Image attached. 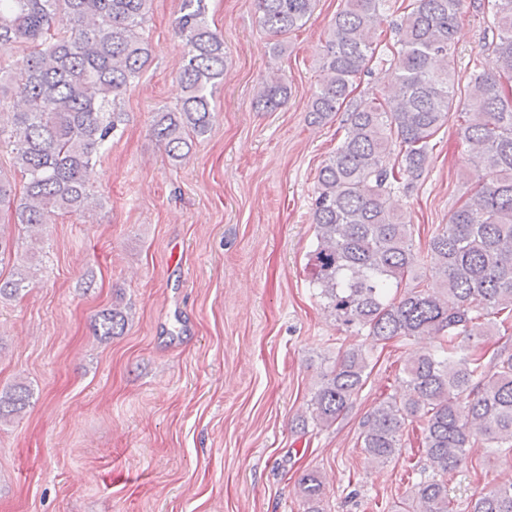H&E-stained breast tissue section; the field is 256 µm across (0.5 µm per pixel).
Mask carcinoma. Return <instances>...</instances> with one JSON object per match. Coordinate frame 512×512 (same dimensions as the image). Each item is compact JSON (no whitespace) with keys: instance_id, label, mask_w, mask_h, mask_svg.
Here are the masks:
<instances>
[{"instance_id":"carcinoma-1","label":"carcinoma","mask_w":512,"mask_h":512,"mask_svg":"<svg viewBox=\"0 0 512 512\" xmlns=\"http://www.w3.org/2000/svg\"><path fill=\"white\" fill-rule=\"evenodd\" d=\"M208 0H181L177 30L185 50L177 74L184 95L162 109L156 141L173 161L208 133L211 103L224 82V41L208 25ZM261 26L277 41L304 26L313 0H257ZM489 27L498 69L473 73L456 97L448 57L462 0H413L398 26L394 83L351 100L361 75L378 53L377 31L390 0H345L332 22L322 55L321 79L309 112L318 123L349 104L344 136L320 168L313 189L315 245L307 254L311 287L339 326L364 332L370 347L339 348L307 404L310 420L330 426L352 406L372 374L374 348L397 339L427 337L431 350L412 352L403 368L401 399L390 397L361 422L360 448L373 464L399 459L406 427L424 421L421 447L433 475L412 484L402 512H450L448 475L471 448L512 451V353L485 360L494 336L493 315L512 318V0H491ZM152 0H0V50L29 48L15 70L0 75V103L12 89L24 107L0 125V146L12 147L24 182L22 196L0 177V205L13 207L14 225L31 233L60 214L102 207L86 182L119 131L116 98L152 56L139 29ZM288 95L274 74L257 92L255 107L272 112ZM457 109L465 145L466 199L437 228L427 251L415 249L411 224L390 205L407 193L430 164L431 140ZM399 146L397 159L387 158ZM14 239L0 225V299H14L36 277L18 262ZM424 282L399 291L417 266ZM127 313L100 311L94 334H121ZM30 391L0 395V422L22 412ZM319 473L298 480L309 512L322 495ZM469 512H512V482L495 483Z\"/></svg>"}]
</instances>
